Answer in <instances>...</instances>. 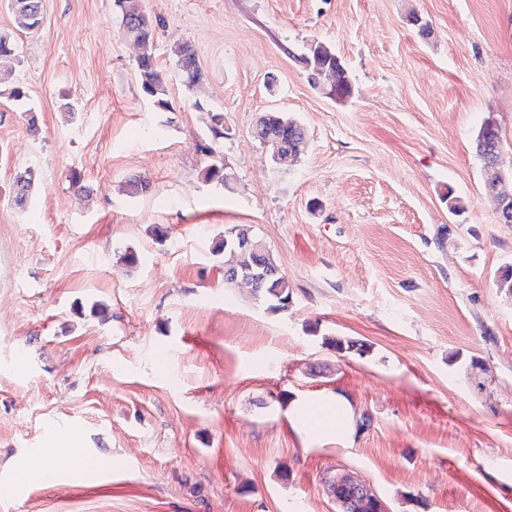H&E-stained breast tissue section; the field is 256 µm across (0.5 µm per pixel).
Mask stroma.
Segmentation results:
<instances>
[{
	"mask_svg": "<svg viewBox=\"0 0 512 512\" xmlns=\"http://www.w3.org/2000/svg\"><path fill=\"white\" fill-rule=\"evenodd\" d=\"M143 6L170 112L141 93L114 0H43L30 33L0 0L28 92L0 97V512H336L324 482L339 472L391 512H512V295L497 286L512 224L473 150L491 118L512 161V0ZM183 41L204 71L190 90ZM314 42L344 61L350 97L310 83L298 58ZM270 109L302 124L297 160L253 136ZM214 159L233 190L204 181ZM134 178L148 190L128 194ZM234 224L274 254L287 310L225 286L212 248ZM328 336L368 351L339 356ZM336 393L367 426L310 443L293 400ZM71 438L84 469H42ZM176 49H172V54L177 62H181L178 67L180 78L187 89H192L201 83L202 70L196 66L198 57L195 48L190 42L178 43Z\"/></svg>",
	"mask_w": 512,
	"mask_h": 512,
	"instance_id": "obj_1",
	"label": "stroma"
}]
</instances>
